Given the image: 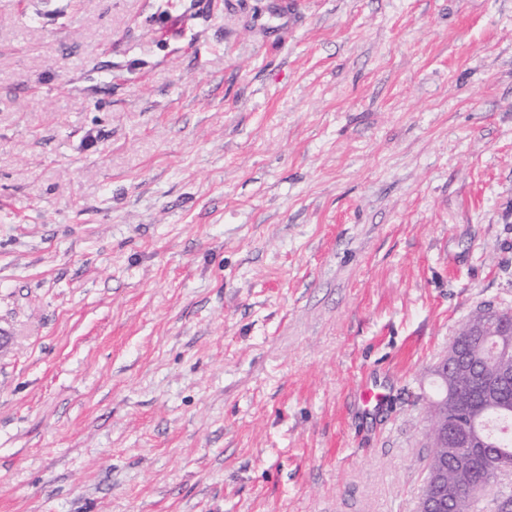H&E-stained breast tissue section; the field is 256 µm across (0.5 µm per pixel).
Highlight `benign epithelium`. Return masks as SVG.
<instances>
[{"label":"benign epithelium","mask_w":512,"mask_h":512,"mask_svg":"<svg viewBox=\"0 0 512 512\" xmlns=\"http://www.w3.org/2000/svg\"><path fill=\"white\" fill-rule=\"evenodd\" d=\"M500 310L489 308L482 322L474 327V331L497 338V355L503 360L512 359V330L499 329ZM466 374L477 386L476 397L465 407V411H484L489 408H504L508 405L506 391L512 386V372L501 369L492 379L478 374L467 355L455 352L452 354V371H443L441 380L448 382V375ZM436 437L448 453L442 455V465L436 470L432 480V490L425 493L420 505L421 512H448L452 496L443 480V473L448 464L457 470L465 471L475 462H481L490 468L493 480L505 481L512 474V468L503 466L488 455L480 444L469 438L465 439L458 430L451 428L448 422H441Z\"/></svg>","instance_id":"1"}]
</instances>
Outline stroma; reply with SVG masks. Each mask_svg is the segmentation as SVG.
<instances>
[{"instance_id": "35a3bbf8", "label": "stroma", "mask_w": 512, "mask_h": 512, "mask_svg": "<svg viewBox=\"0 0 512 512\" xmlns=\"http://www.w3.org/2000/svg\"><path fill=\"white\" fill-rule=\"evenodd\" d=\"M484 304L512 0H0V512H417Z\"/></svg>"}]
</instances>
